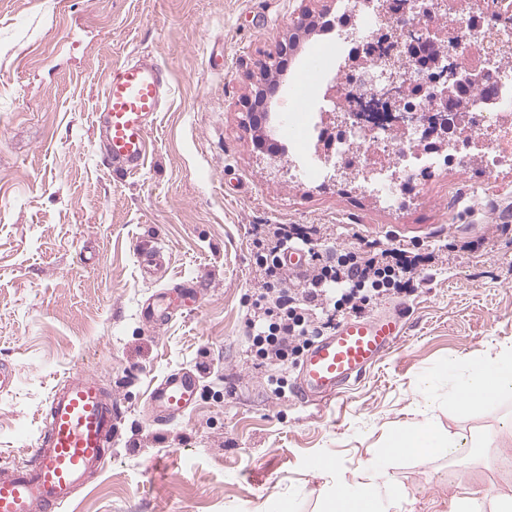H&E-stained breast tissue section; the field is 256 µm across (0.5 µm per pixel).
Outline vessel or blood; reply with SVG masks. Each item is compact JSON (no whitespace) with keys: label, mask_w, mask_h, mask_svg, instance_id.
Segmentation results:
<instances>
[{"label":"vessel or blood","mask_w":512,"mask_h":512,"mask_svg":"<svg viewBox=\"0 0 512 512\" xmlns=\"http://www.w3.org/2000/svg\"><path fill=\"white\" fill-rule=\"evenodd\" d=\"M166 93L164 70L155 60L138 57L108 74L93 130L113 171L138 173L151 147L149 131ZM181 293L159 292L143 306L142 317L161 325L178 310ZM404 334L402 314L342 321L305 354L294 385L305 402L335 398L362 376ZM196 374L177 370L155 386L149 415L165 422L195 402ZM114 408L99 378L89 372L69 376L55 389L38 415L39 433L25 463L0 467V512H59L87 477L105 463L112 445Z\"/></svg>","instance_id":"obj_1"}]
</instances>
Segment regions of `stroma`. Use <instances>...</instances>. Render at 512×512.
<instances>
[{
	"instance_id": "obj_1",
	"label": "stroma",
	"mask_w": 512,
	"mask_h": 512,
	"mask_svg": "<svg viewBox=\"0 0 512 512\" xmlns=\"http://www.w3.org/2000/svg\"><path fill=\"white\" fill-rule=\"evenodd\" d=\"M335 18L338 0H0V362L16 385L0 392V467L23 463L37 412L71 373L96 374L116 407L112 454L62 512H319L333 473L363 481L396 424L411 419L415 384L451 358L476 362L512 343V168L490 175L480 157L417 175L393 209L363 181L300 175L284 154L256 150L242 100L257 65L302 11ZM323 64L304 101L292 80L310 54ZM150 56L170 91L134 175L105 165L91 115L105 77ZM340 56L318 34L300 38L277 96L284 112L315 111ZM295 224L338 247L392 237L443 245L427 281L379 302L407 323L398 347L343 395L321 404L271 378L298 367L254 364L245 339L254 227ZM478 249L447 251L454 240ZM160 245L161 280L138 251ZM193 286L197 303L156 328L142 306L164 288ZM176 369L199 379L196 405L149 420L155 383ZM440 386L447 429L486 435L460 462L401 459L393 472L414 497L407 512H448L461 487L512 493V401L468 409Z\"/></svg>"
}]
</instances>
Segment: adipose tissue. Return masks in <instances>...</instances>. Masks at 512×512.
Masks as SVG:
<instances>
[{
	"instance_id": "ef3b65f1",
	"label": "adipose tissue",
	"mask_w": 512,
	"mask_h": 512,
	"mask_svg": "<svg viewBox=\"0 0 512 512\" xmlns=\"http://www.w3.org/2000/svg\"><path fill=\"white\" fill-rule=\"evenodd\" d=\"M439 381L452 383L450 400L458 405L483 407L492 402L511 401L512 346L466 367L457 360H448L439 372L419 379L415 401L418 420L402 423L388 432L380 451L369 462L371 481L351 484L337 478L333 490L322 500L321 512H402L409 494L391 471L393 459L452 458L485 447V438L452 432L434 421V386Z\"/></svg>"
}]
</instances>
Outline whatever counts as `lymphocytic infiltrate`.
<instances>
[{"instance_id":"lymphocytic-infiltrate-1","label":"lymphocytic infiltrate","mask_w":512,"mask_h":512,"mask_svg":"<svg viewBox=\"0 0 512 512\" xmlns=\"http://www.w3.org/2000/svg\"><path fill=\"white\" fill-rule=\"evenodd\" d=\"M255 231L260 286L247 321L249 349L256 360L277 367L299 357L337 317L360 318L385 298L414 292L437 258L436 251L394 241L373 240L362 249L328 245L319 251L308 234L285 224H259ZM291 246L310 253L299 276L280 263L282 251Z\"/></svg>"}]
</instances>
